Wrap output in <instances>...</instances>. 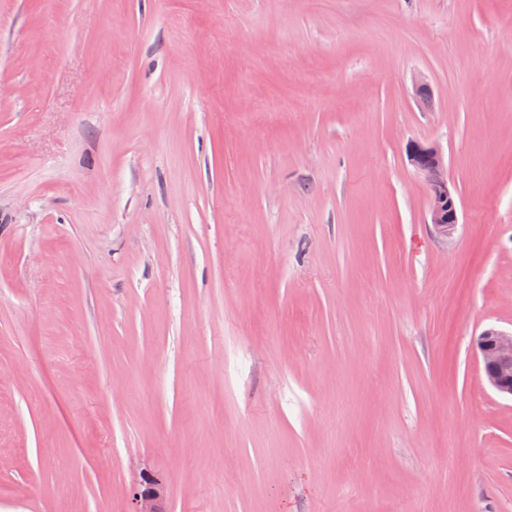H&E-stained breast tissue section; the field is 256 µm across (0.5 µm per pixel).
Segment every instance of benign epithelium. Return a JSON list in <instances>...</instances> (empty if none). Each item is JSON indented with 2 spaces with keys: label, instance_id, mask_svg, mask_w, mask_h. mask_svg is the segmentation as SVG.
<instances>
[{
  "label": "benign epithelium",
  "instance_id": "obj_1",
  "mask_svg": "<svg viewBox=\"0 0 512 512\" xmlns=\"http://www.w3.org/2000/svg\"><path fill=\"white\" fill-rule=\"evenodd\" d=\"M406 153L409 163L427 178L429 223L439 236L452 237L459 224V202L448 185L442 150L434 143L411 141ZM477 348L489 384L498 393L512 397V333L488 328L478 336ZM135 500L136 512H166L163 494L153 485L135 493Z\"/></svg>",
  "mask_w": 512,
  "mask_h": 512
}]
</instances>
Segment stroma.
Here are the masks:
<instances>
[{
	"label": "stroma",
	"instance_id": "35a3bbf8",
	"mask_svg": "<svg viewBox=\"0 0 512 512\" xmlns=\"http://www.w3.org/2000/svg\"><path fill=\"white\" fill-rule=\"evenodd\" d=\"M490 327L512 0H0V512H512ZM409 163L426 176L429 190V224L442 238H452L459 222V202L448 185L445 160L439 146L429 142L411 141L406 147ZM149 485L144 490L135 493L137 504L135 512H166L162 492L154 485Z\"/></svg>",
	"mask_w": 512,
	"mask_h": 512
}]
</instances>
